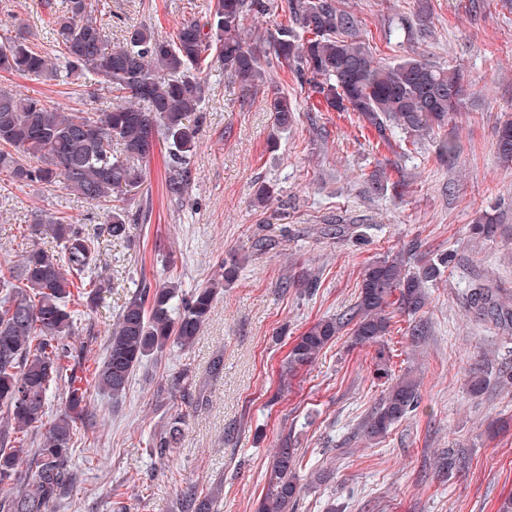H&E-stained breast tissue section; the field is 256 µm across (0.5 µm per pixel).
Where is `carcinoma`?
I'll use <instances>...</instances> for the list:
<instances>
[{"label":"carcinoma","mask_w":512,"mask_h":512,"mask_svg":"<svg viewBox=\"0 0 512 512\" xmlns=\"http://www.w3.org/2000/svg\"><path fill=\"white\" fill-rule=\"evenodd\" d=\"M55 14L53 35L58 55L36 52L28 35H0V71L33 78L103 80L124 94L125 103L90 115L63 112L44 100L0 87V172L14 184L62 187L89 203H102L100 231L122 238L129 233V209L141 195L140 162L157 142L168 143L167 197L181 202L189 190L190 163L198 126L190 116L201 109L214 59L248 94L267 83L276 69L290 71L327 112H353L358 120L388 139L399 129L413 145L432 138L460 114L465 104V74L407 56L374 61L358 19L336 0H211L207 13L177 29L175 37L155 36L146 26L130 29L112 45L97 20L91 0H64ZM273 13V28L248 40L245 21ZM273 134L288 129L297 107L275 91L265 100ZM122 154L113 153V140ZM496 153L512 165V118L498 129ZM368 224H338L336 237L367 238ZM32 234L51 238L61 251L33 248L23 256L20 272L0 271V512H49L75 480L70 468L76 425L87 415L80 378L68 376L78 350L69 338L80 305L93 307L103 280L84 281L96 264L98 241L63 216L40 214ZM252 248L264 251L288 238L285 224H267ZM448 257L424 259L410 268L402 252L376 258L363 267L357 300L347 311L324 317L297 337L282 365L294 376L311 363L343 329L357 344H378L388 334L386 309L396 297L398 309L415 315L427 304L426 288L437 281ZM220 288L210 283L187 292L175 282L155 288L143 284L118 315L104 359L93 381L117 399L144 359L167 345L193 344L207 321ZM468 307L477 316L512 323V297L483 285L471 289ZM375 372L388 381L378 402L358 423L367 442L384 436L418 405L419 382L406 374L392 377L388 357L377 350ZM70 378L64 408L50 422L53 387ZM183 419L170 417L145 451L154 464L169 459L183 435ZM43 427L42 446L28 448L24 433ZM29 478L17 487L20 467ZM298 449L283 440L275 449L259 512H297L303 485ZM216 492L192 485L180 492L181 512H213Z\"/></svg>","instance_id":"1"}]
</instances>
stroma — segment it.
<instances>
[{
  "label": "stroma",
  "instance_id": "obj_1",
  "mask_svg": "<svg viewBox=\"0 0 512 512\" xmlns=\"http://www.w3.org/2000/svg\"><path fill=\"white\" fill-rule=\"evenodd\" d=\"M63 0H0V34L24 24L35 51L54 54V11ZM367 33L375 58L407 54L437 65L462 67L469 81L464 115L453 135L460 152L436 156L432 141L405 148L400 135L381 141L351 112L318 111L314 96L286 71L243 97L221 67H213L182 203L164 190L167 154L156 147L142 163L150 223L132 221L129 239H99L95 274L110 278L96 308L78 314L73 340L82 366L105 353L117 316L137 285L179 281L198 288L220 279L224 262L238 258L236 281L225 287L209 321L186 350L167 349L144 364L125 397L115 401L87 384L88 415L79 423L71 468L77 483L53 512H180L181 490L222 486L214 512H255L281 442L299 450L306 487L298 512H500L512 497V330L472 317L466 294L474 279L512 290V168L495 152V129L512 117V0H337ZM208 0H99L97 17L112 43L134 26L160 37L175 35L207 11ZM0 86L43 98L66 112H96L115 105L101 82L65 83L0 74ZM296 100L298 116L277 143L264 107L269 90ZM382 170L387 192H367L365 176ZM274 188L257 206L255 185ZM499 218L494 237L472 238L482 212ZM52 213L95 232L102 206L64 188L19 186L0 174V267L15 265L38 246L59 243L30 233L36 214ZM369 225L358 242L323 234L328 219ZM290 229L286 242L251 248L264 223ZM411 259L449 253L453 260L428 290L416 316L393 310L384 338L393 374L420 380L419 404L375 444L356 427L386 387L373 374L377 348L352 345L340 333L288 385L279 373L292 340L315 320L343 312L359 293L363 265L390 251ZM318 278L315 290L286 287L301 270ZM224 375L211 378L215 357ZM188 372L190 394L157 404L169 374ZM486 380L471 393L473 376ZM204 394L205 404L195 402ZM183 415V436L169 462L152 466L144 441L163 416ZM466 465L440 472L448 449ZM325 481H316L319 471Z\"/></svg>",
  "mask_w": 512,
  "mask_h": 512
}]
</instances>
